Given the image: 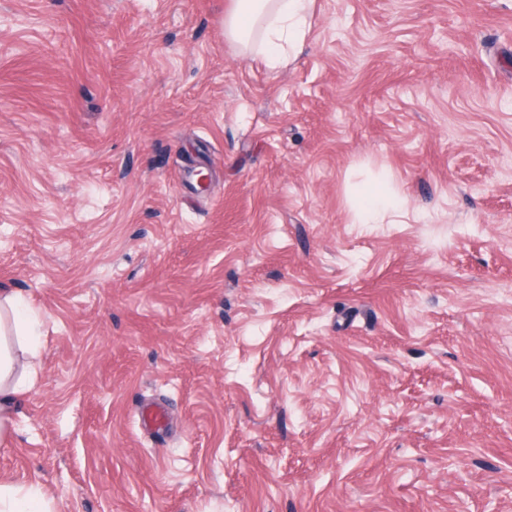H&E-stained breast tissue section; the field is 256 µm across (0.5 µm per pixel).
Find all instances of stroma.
<instances>
[{
	"instance_id": "obj_1",
	"label": "stroma",
	"mask_w": 512,
	"mask_h": 512,
	"mask_svg": "<svg viewBox=\"0 0 512 512\" xmlns=\"http://www.w3.org/2000/svg\"><path fill=\"white\" fill-rule=\"evenodd\" d=\"M229 5L0 0V290L39 333L0 478L512 512V0H315L279 68ZM396 203L391 201L383 190H377L365 195L360 205V223L379 224L385 212L395 207Z\"/></svg>"
}]
</instances>
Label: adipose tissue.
Returning a JSON list of instances; mask_svg holds the SVG:
<instances>
[{
	"mask_svg": "<svg viewBox=\"0 0 512 512\" xmlns=\"http://www.w3.org/2000/svg\"><path fill=\"white\" fill-rule=\"evenodd\" d=\"M314 0H231L224 16V34L249 48L255 31H262L263 56L275 63L295 52L312 27ZM30 338L15 298L0 294V442L8 438L14 405L21 391L17 353Z\"/></svg>",
	"mask_w": 512,
	"mask_h": 512,
	"instance_id": "1",
	"label": "adipose tissue"
}]
</instances>
